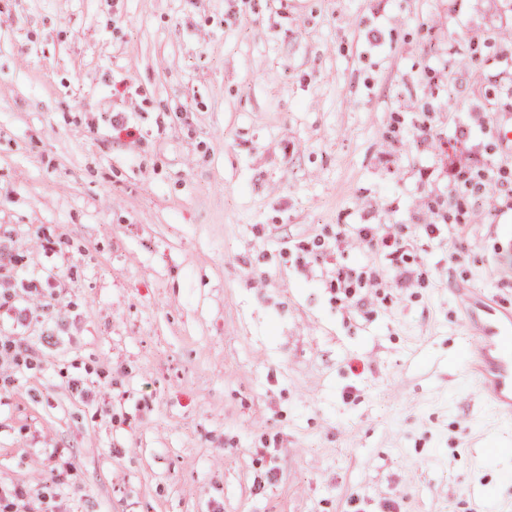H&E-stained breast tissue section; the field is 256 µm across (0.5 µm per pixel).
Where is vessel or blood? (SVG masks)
I'll return each mask as SVG.
<instances>
[{"label":"vessel or blood","mask_w":512,"mask_h":512,"mask_svg":"<svg viewBox=\"0 0 512 512\" xmlns=\"http://www.w3.org/2000/svg\"><path fill=\"white\" fill-rule=\"evenodd\" d=\"M456 298L469 330L468 376L493 411L512 419V310L474 291Z\"/></svg>","instance_id":"obj_1"}]
</instances>
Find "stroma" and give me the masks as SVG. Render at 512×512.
<instances>
[{
  "mask_svg": "<svg viewBox=\"0 0 512 512\" xmlns=\"http://www.w3.org/2000/svg\"><path fill=\"white\" fill-rule=\"evenodd\" d=\"M510 60L503 0H0V238L65 281L0 358V480L54 512L58 448L83 512L511 507L455 291L512 307V194L448 205L473 150L512 184ZM350 226V228H344L339 234H352L370 248L387 251L390 255L398 254L408 245L403 239L381 233L380 225L377 224H355ZM363 267H337L336 269V288H343L345 298L349 299L353 288H365L370 282L377 280V271L371 269L364 271ZM365 275V277H363Z\"/></svg>",
  "mask_w": 512,
  "mask_h": 512,
  "instance_id": "obj_1",
  "label": "stroma"
}]
</instances>
